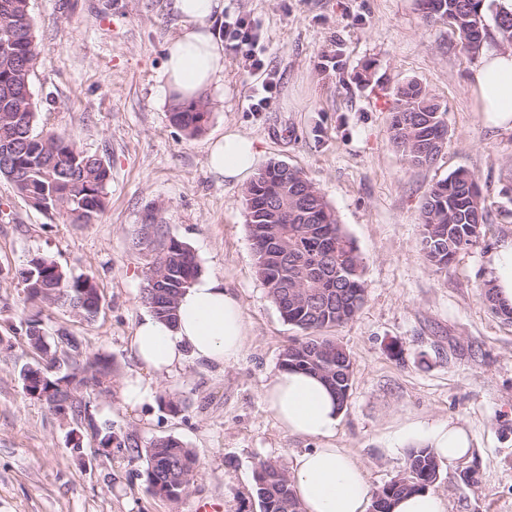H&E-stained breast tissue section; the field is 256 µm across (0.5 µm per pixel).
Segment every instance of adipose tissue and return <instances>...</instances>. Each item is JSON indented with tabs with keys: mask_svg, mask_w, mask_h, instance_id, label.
Listing matches in <instances>:
<instances>
[{
	"mask_svg": "<svg viewBox=\"0 0 512 512\" xmlns=\"http://www.w3.org/2000/svg\"><path fill=\"white\" fill-rule=\"evenodd\" d=\"M169 8L178 27L165 46L162 94L184 103L224 84V43L211 29L224 12V0H170ZM472 84L486 124L512 130V50L483 55L473 69ZM259 155L255 139L229 125L211 141L207 165L216 177L241 184L251 176ZM487 276L498 301L512 307V238L491 253ZM246 340L238 298L221 279L200 276L180 295L175 322L151 314L142 317L130 350L142 367L162 376L181 367L189 355L221 366L235 364ZM263 397L288 433L325 442L324 447L298 455L291 467L303 512H368L371 493L362 464L331 443L340 410L327 384L302 371L282 370L265 385ZM404 435L450 463L471 449L472 438L458 422H419L409 425Z\"/></svg>",
	"mask_w": 512,
	"mask_h": 512,
	"instance_id": "1",
	"label": "adipose tissue"
}]
</instances>
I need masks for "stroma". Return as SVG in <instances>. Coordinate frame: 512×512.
<instances>
[{
    "mask_svg": "<svg viewBox=\"0 0 512 512\" xmlns=\"http://www.w3.org/2000/svg\"><path fill=\"white\" fill-rule=\"evenodd\" d=\"M41 64L31 90L35 130L70 136L110 169L107 207L69 224L32 207L0 176V512H261L255 472L321 447L288 434L267 410L265 384L298 328L282 318L256 272L244 188L207 168L208 145L236 125L258 142L259 167L285 163L320 188L363 260L365 301L332 330L353 376L333 442L367 469L378 490L408 466L401 429L459 421L471 453L440 463L433 489L447 512H512V323L488 308L487 259L512 238V130L484 125L472 89L478 61L448 24L427 22L418 0H224L263 30L264 60L279 78L274 107L248 109L257 79L224 54V106L190 137L163 100L167 39L177 29L168 0H30ZM420 84L439 104L448 139L432 166H411L390 139L398 88ZM472 173L488 209L485 232L449 270L420 251V206L438 182ZM194 253L200 272L240 301L248 340L219 367L194 358L152 380L144 404H124L126 378L143 375L129 346L148 309L145 254L136 245L149 205ZM45 256L87 276L101 297L84 321L68 309L26 302L22 273ZM38 316L45 336L65 331L83 350L110 357L108 391H86L96 422L140 445L171 436L191 448L197 474L178 504L153 494L145 459L99 454L79 421L27 395L22 368L38 354L25 335ZM180 401V411L161 395ZM82 454L70 449L72 430Z\"/></svg>",
    "mask_w": 512,
    "mask_h": 512,
    "instance_id": "35a3bbf8",
    "label": "stroma"
}]
</instances>
